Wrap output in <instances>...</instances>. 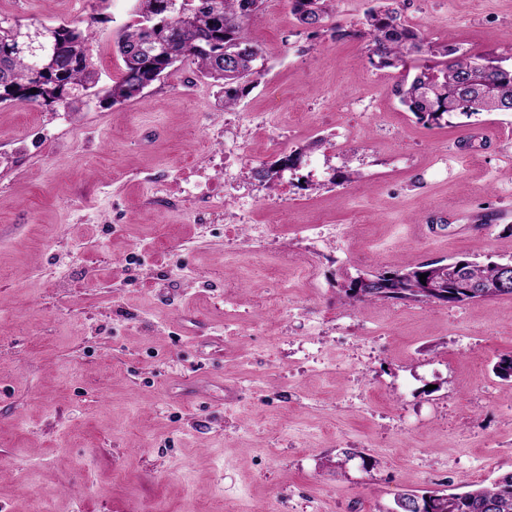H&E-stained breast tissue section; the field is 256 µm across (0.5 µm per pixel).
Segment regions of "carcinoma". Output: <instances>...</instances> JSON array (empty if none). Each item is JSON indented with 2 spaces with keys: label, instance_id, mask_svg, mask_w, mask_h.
Listing matches in <instances>:
<instances>
[{
  "label": "carcinoma",
  "instance_id": "cac0c4a2",
  "mask_svg": "<svg viewBox=\"0 0 512 512\" xmlns=\"http://www.w3.org/2000/svg\"><path fill=\"white\" fill-rule=\"evenodd\" d=\"M154 17L133 12L134 20L118 34L117 49L124 62L122 76L100 84L101 76L92 62L90 46L97 36V18L80 28L70 23L57 25L0 17V25L14 23L38 31L35 41L25 47L10 43L0 29V104L24 102L51 112H77L94 95L115 104L138 96L178 62L189 61L197 72L224 85V105L236 104L243 83L255 74L259 50L243 34V23L257 15L263 0H183V13L165 7L166 0H153ZM327 0H291L301 23L309 28L322 25ZM363 36L367 39L369 61L378 67L407 68L412 57L423 52L424 40L412 27L398 21L388 6L367 12ZM451 58L443 68H425L398 88L401 103L426 122H438L449 113L468 117L495 112L496 103L512 112V70L488 74L469 73L476 54L454 45L442 49ZM36 93H30V90ZM292 162L286 156L254 175L271 180ZM471 276L490 280L498 274V263L467 261ZM429 268L422 263L404 271L371 274L369 288L349 285L353 299L420 301L424 295L419 275ZM418 507L412 512H512V472L486 486L454 493L424 491L415 494Z\"/></svg>",
  "mask_w": 512,
  "mask_h": 512
}]
</instances>
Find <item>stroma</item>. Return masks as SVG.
Segmentation results:
<instances>
[{"mask_svg":"<svg viewBox=\"0 0 512 512\" xmlns=\"http://www.w3.org/2000/svg\"><path fill=\"white\" fill-rule=\"evenodd\" d=\"M264 0L238 104L188 61L79 112L0 104V512H391L512 472V296L348 302L431 259L512 261V112L420 122L370 64L379 0ZM96 0H0L87 25ZM512 68V0H396ZM111 0L92 45L124 63ZM275 187L255 169L285 157ZM309 260L314 281L298 263ZM292 9L308 28H319L326 12L327 0H291Z\"/></svg>","mask_w":512,"mask_h":512,"instance_id":"obj_1","label":"stroma"}]
</instances>
